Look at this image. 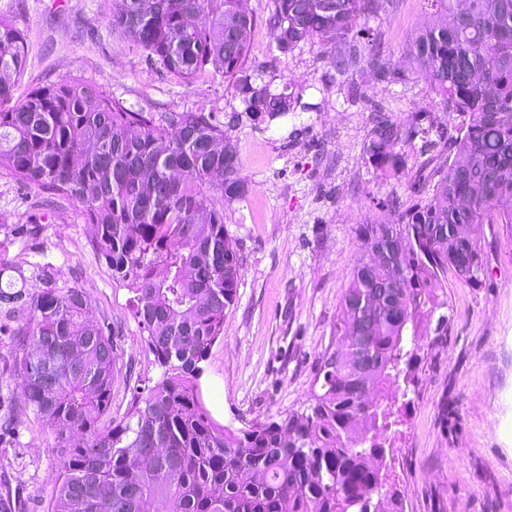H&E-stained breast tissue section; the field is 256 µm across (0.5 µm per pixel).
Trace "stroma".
Instances as JSON below:
<instances>
[{"label": "stroma", "mask_w": 512, "mask_h": 512, "mask_svg": "<svg viewBox=\"0 0 512 512\" xmlns=\"http://www.w3.org/2000/svg\"><path fill=\"white\" fill-rule=\"evenodd\" d=\"M272 0H251L257 22L248 64L303 88L320 111L291 112L273 122L243 121L233 132L244 198L224 206V225L242 259L234 306L224 336L210 349L202 399L220 425L240 429L254 421L302 411L320 390L323 356L336 347V315L360 247L358 225L390 219L379 206L407 195L417 161L400 178L380 175L362 155L371 108L393 120L430 113L456 128L425 83L394 97L366 72L336 77L333 47L312 41L289 53L273 43L266 18ZM115 0H0L27 43L17 95L61 77L99 86L126 105L154 115L203 111L224 118L239 101L221 78L178 81L113 34ZM428 0H388L369 23H356L347 48L396 61ZM360 91L349 102L348 86ZM327 96H320V89ZM490 265L486 287L449 279L440 290L450 317L442 342L422 339V360L386 470L403 494L405 512H512V224L486 230ZM52 262L59 285L79 288L98 323L112 327L115 379L102 425L120 421L142 379L157 377L126 288L113 282L97 253L93 229L80 205L51 191L21 185L0 169V269ZM15 337L0 335V512H49L62 457L52 432L25 409L20 378L11 370Z\"/></svg>", "instance_id": "obj_1"}]
</instances>
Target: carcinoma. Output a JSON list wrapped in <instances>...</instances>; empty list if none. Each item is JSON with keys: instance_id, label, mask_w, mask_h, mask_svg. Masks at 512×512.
I'll list each match as a JSON object with an SVG mask.
<instances>
[{"instance_id": "1", "label": "carcinoma", "mask_w": 512, "mask_h": 512, "mask_svg": "<svg viewBox=\"0 0 512 512\" xmlns=\"http://www.w3.org/2000/svg\"><path fill=\"white\" fill-rule=\"evenodd\" d=\"M272 2L268 26L287 52L312 40L341 45L387 0ZM428 2L437 19L401 61L376 52L364 69L388 89L424 81L463 120L450 136L427 112L399 124L374 107L366 162L396 176L410 152L426 156L411 202L389 197L379 206L395 220L358 229L322 393L301 412L237 431L212 419L200 391L241 278L224 225V203L247 190L232 131L245 118L318 105L246 65L256 18L241 0H122L112 15V31L173 77L230 83L242 109L223 123L204 112L157 120L67 77L17 97L26 41L0 14V168L82 205L160 370L136 387L125 418L99 428L112 333L81 290L58 285L52 263L0 271V332L17 337L25 408L62 456L51 512H404L400 492L387 489L386 441L400 423L396 400L415 383L421 327L442 306L436 291L448 275L486 286L483 225L512 224V0ZM31 281L42 288L28 291ZM360 352L364 367L354 364Z\"/></svg>"}]
</instances>
